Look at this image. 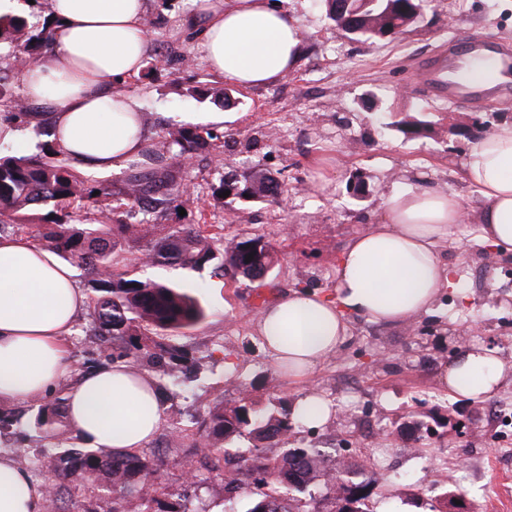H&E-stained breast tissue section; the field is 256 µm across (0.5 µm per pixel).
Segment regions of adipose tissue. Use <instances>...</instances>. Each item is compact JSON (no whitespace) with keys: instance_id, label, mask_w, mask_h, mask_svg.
<instances>
[{"instance_id":"adipose-tissue-1","label":"adipose tissue","mask_w":512,"mask_h":512,"mask_svg":"<svg viewBox=\"0 0 512 512\" xmlns=\"http://www.w3.org/2000/svg\"><path fill=\"white\" fill-rule=\"evenodd\" d=\"M289 0H194L184 21L207 67L243 89L277 83L292 71L302 33ZM149 0H51L54 48L22 76L25 95L49 100L51 144L81 171L124 170L147 144L137 98L115 84L138 75L151 45ZM481 194L479 237L512 254V122L474 141L463 165ZM379 223L353 237L336 263L331 294L295 291L263 310L258 332L277 365L306 378L342 345L355 315L408 325L429 313L455 284L442 257L464 214L442 188H402L382 202ZM86 303L74 273L26 236L0 235V401L31 402L65 377L66 339ZM505 374L493 350L465 345L439 376L451 393L489 398ZM71 428L92 448L143 447L163 422L158 392L145 372L103 366L66 393ZM46 482L0 454V512H45Z\"/></svg>"}]
</instances>
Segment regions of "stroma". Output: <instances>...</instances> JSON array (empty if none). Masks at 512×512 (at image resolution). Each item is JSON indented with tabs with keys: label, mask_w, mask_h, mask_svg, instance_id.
<instances>
[{
	"label": "stroma",
	"mask_w": 512,
	"mask_h": 512,
	"mask_svg": "<svg viewBox=\"0 0 512 512\" xmlns=\"http://www.w3.org/2000/svg\"><path fill=\"white\" fill-rule=\"evenodd\" d=\"M304 52L283 81L243 90L226 86L207 67L195 40L180 31L191 0H150L152 37L146 79L130 78L146 118L149 141H161L178 117L226 112L225 139L215 151L182 165L190 190L183 214L147 217L157 236L177 224H214L221 240L263 237L277 260L265 279L211 276L174 268H148L147 241L120 240L117 270L173 282L191 281L205 310L195 327L168 336V343L195 353V376L172 383L146 362L139 370L158 379L163 423L140 455L162 460L161 474L173 500L208 512H244L246 496L227 499L221 482L199 486L170 468L172 459L194 456L193 421L200 407L248 398L265 407L294 403L316 392L333 405L321 426L301 424L288 445L319 448L336 460L359 463L383 475L385 485L368 500L370 512H507L512 505V255L490 254L479 238L478 191L462 177L472 146L469 129L481 122L512 121V81L439 98L421 77L425 62L449 45L479 41L512 49V0H429L422 18L403 39L369 45L340 37L326 18L324 0H296ZM227 89L228 98L218 97ZM17 123L22 144L0 145V156L41 153L50 131L51 106L30 104ZM430 121L431 130L407 138L393 128L401 119ZM327 162V178L317 165ZM253 170L270 174L288 194L282 204L231 194L215 198L221 179ZM436 186L456 193L462 224L451 228L444 258L458 285L442 295L413 326L373 324L352 316L348 335L312 378L292 379L278 369L257 331L263 309L296 288L334 287L336 260L355 235L369 229L384 195L405 187ZM92 316L82 311L70 336V371L80 375L104 363L88 336ZM469 342L494 349L506 377L482 402L442 390L439 374L456 355V328ZM19 423L0 431V451L29 460V473L44 479L60 465L66 448L42 449L31 440L37 406L0 402ZM459 467L449 482L443 464Z\"/></svg>",
	"instance_id": "35a3bbf8"
}]
</instances>
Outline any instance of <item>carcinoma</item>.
I'll return each instance as SVG.
<instances>
[{"label":"carcinoma","mask_w":512,"mask_h":512,"mask_svg":"<svg viewBox=\"0 0 512 512\" xmlns=\"http://www.w3.org/2000/svg\"><path fill=\"white\" fill-rule=\"evenodd\" d=\"M329 19L336 30L352 40L371 44L384 38L395 39L411 28L421 15L425 0H329ZM43 22L31 25L26 18L0 15V46L20 51L27 58H41L51 51V9L41 3ZM406 137L429 132L425 120L394 123ZM224 137L215 129L180 127L166 133L164 140L146 144L140 161L132 164L122 189L112 193L107 179L83 177L49 147L40 155L0 157V224L26 226L28 210L34 205L53 203L41 218L37 233L56 255L91 276L93 313L97 335L103 338L100 351H112L134 366L148 361L168 377H177L189 360L188 353L154 339L158 333H176L201 322L204 312L177 283L150 278H132L112 265L116 239L146 240L154 235L153 224H127L122 216L136 209L166 214L176 212L184 194L178 181L179 166ZM263 201H277L278 183L261 170L243 179L222 182L219 192ZM115 197V204L102 213L112 223L103 232L96 224L75 228L67 211L73 203L94 207ZM213 237L200 224H181L168 235L154 240L143 253L142 263L173 266L191 271L212 269L216 277L227 270L254 280L272 264V255L248 259L240 246L229 241L223 250L212 247ZM66 385L58 387L55 403L37 409L35 440L57 447L68 440L69 430L62 411L66 405ZM300 420L291 409L281 406L256 409L240 404L224 407L218 401L203 408L195 441L207 450L211 464L201 471L191 459L177 460L172 468L194 483L224 482V493L239 492L249 497L245 512H367L366 501L381 478L367 474L355 478L351 468H340L316 448H288L277 457L265 449L285 444L295 433ZM248 435L253 446L234 453L223 448L225 441ZM46 512H124L123 502L131 493L156 505L154 512H207L189 510L180 502H170L159 468L154 462L132 451L110 448H85L71 452L64 466L48 477ZM342 495L334 496L336 490Z\"/></svg>","instance_id":"carcinoma-1"}]
</instances>
